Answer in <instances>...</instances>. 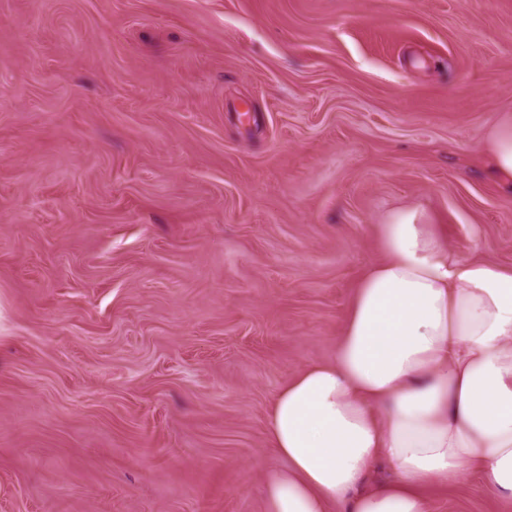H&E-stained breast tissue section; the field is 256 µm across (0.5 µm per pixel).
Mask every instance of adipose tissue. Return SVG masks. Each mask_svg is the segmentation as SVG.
<instances>
[{
	"label": "adipose tissue",
	"mask_w": 512,
	"mask_h": 512,
	"mask_svg": "<svg viewBox=\"0 0 512 512\" xmlns=\"http://www.w3.org/2000/svg\"><path fill=\"white\" fill-rule=\"evenodd\" d=\"M512 187V114L488 146ZM384 258L361 278L332 361L275 394L266 512H427L425 487L464 470L512 498V270L451 256L426 214L392 212ZM390 476L371 480L377 467Z\"/></svg>",
	"instance_id": "1"
}]
</instances>
